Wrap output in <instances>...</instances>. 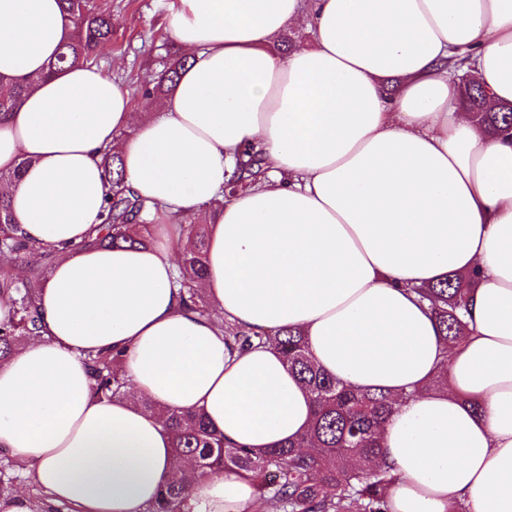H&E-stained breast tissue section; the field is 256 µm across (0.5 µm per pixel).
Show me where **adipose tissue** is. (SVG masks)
Instances as JSON below:
<instances>
[{"label": "adipose tissue", "mask_w": 512, "mask_h": 512, "mask_svg": "<svg viewBox=\"0 0 512 512\" xmlns=\"http://www.w3.org/2000/svg\"><path fill=\"white\" fill-rule=\"evenodd\" d=\"M301 27L311 43L280 53ZM74 31L60 0H0V92ZM168 33L189 62L146 108L78 62L0 120V172L20 173L0 194L54 256L38 336L0 362V448L47 496L16 492L0 512H148L180 477L190 512H256L251 481L193 475L162 424L200 411L259 451L305 433L304 383L272 345L229 349V324L298 329L324 371L399 398L381 430L390 512H512V134H487L448 67L467 56L512 103V0H178ZM113 146L160 211L128 229L147 244L90 248ZM249 147L267 176L224 198ZM174 216L207 224L211 317L174 285ZM473 270L450 350L413 290ZM109 351L128 397L94 390L86 359Z\"/></svg>", "instance_id": "adipose-tissue-1"}]
</instances>
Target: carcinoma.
<instances>
[{
	"label": "carcinoma",
	"mask_w": 512,
	"mask_h": 512,
	"mask_svg": "<svg viewBox=\"0 0 512 512\" xmlns=\"http://www.w3.org/2000/svg\"><path fill=\"white\" fill-rule=\"evenodd\" d=\"M62 9L75 20L77 34L68 42L46 72L27 77L15 85L10 96L0 97V118L17 109L26 92L44 77L72 61L96 62L100 47L112 40V12L94 0H61ZM187 59L165 62L156 84L145 94L164 95L179 78ZM487 93L474 81L464 82L462 103L491 135L512 130V108L492 112L485 107ZM109 191L102 224L90 243L102 246L133 244L130 224L146 221L157 205L148 202L126 184L122 161L112 154L107 163ZM262 154L250 149L236 159L235 173L224 197L237 187L254 184L265 177ZM186 240L181 255L179 280L183 306L202 316L211 315L208 302L193 288V280L205 274L207 228L171 219ZM16 220L7 200L0 198V253L20 260L21 267L0 272V295L13 304L11 320L0 322V360L10 356L22 341L39 330L36 297L46 281L53 260L43 250L17 234ZM472 275L455 273L435 284L411 289L425 303L438 322L446 343L459 344L467 329ZM226 340L233 348L248 349L270 342L284 357L309 390L314 412L305 434L296 440L256 452L227 446L224 435L212 428L200 412H172L166 419L174 453L189 456L198 476L215 471L250 479L264 500L267 512H388L387 490L396 476L387 466H370L382 453L380 426L393 411V400L384 392L354 389L328 375L312 360L305 339L292 329L226 328ZM98 394L115 398L126 395V383L118 371L119 355L96 354L87 359ZM189 487L181 482L166 484L151 512H185Z\"/></svg>",
	"instance_id": "obj_1"
}]
</instances>
